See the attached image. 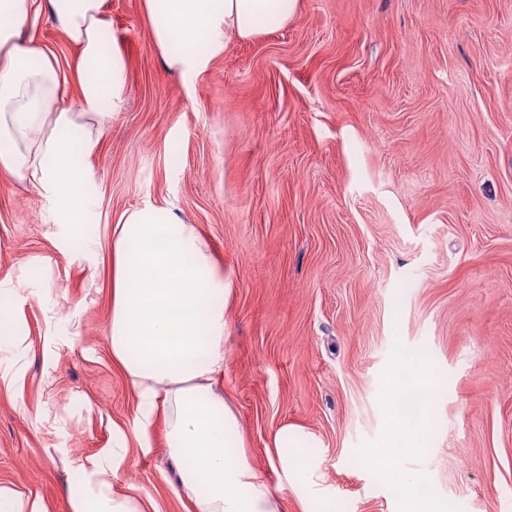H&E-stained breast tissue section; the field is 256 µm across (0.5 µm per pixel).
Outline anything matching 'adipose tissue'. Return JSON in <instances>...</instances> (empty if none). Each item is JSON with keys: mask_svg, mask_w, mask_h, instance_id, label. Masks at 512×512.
I'll return each mask as SVG.
<instances>
[{"mask_svg": "<svg viewBox=\"0 0 512 512\" xmlns=\"http://www.w3.org/2000/svg\"><path fill=\"white\" fill-rule=\"evenodd\" d=\"M150 37L168 69L195 79L246 39L288 23L298 0H142ZM49 14L77 50L63 71L49 49L24 33ZM127 65L112 37L105 0H0V171L41 196L66 239L76 241L89 276L101 244L92 233L86 170L103 130L129 96ZM112 360L138 400L133 434L148 447L163 425L178 472L173 490L192 512H283L249 460L237 413L224 398V308L230 290L197 225L173 208L146 204L112 227ZM399 438L370 449L402 497L403 512H447L422 473L394 464ZM128 458L125 440L63 491L67 512H145L115 492Z\"/></svg>", "mask_w": 512, "mask_h": 512, "instance_id": "obj_1", "label": "adipose tissue"}]
</instances>
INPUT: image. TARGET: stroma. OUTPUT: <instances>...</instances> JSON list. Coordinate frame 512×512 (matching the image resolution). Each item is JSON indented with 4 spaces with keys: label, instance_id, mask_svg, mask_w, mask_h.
I'll use <instances>...</instances> for the list:
<instances>
[{
    "label": "stroma",
    "instance_id": "obj_1",
    "mask_svg": "<svg viewBox=\"0 0 512 512\" xmlns=\"http://www.w3.org/2000/svg\"><path fill=\"white\" fill-rule=\"evenodd\" d=\"M106 9L131 94L83 162L95 282L43 198L0 173V280L28 336L22 358L0 352V371H24L22 401L0 394V484L65 512V483L131 429L106 250L124 211L156 203L224 267V396L284 512H400L366 451L391 434L388 383L421 366L426 446L401 469L450 512H512V0H299L190 82L165 71L141 0ZM35 256L41 296L22 269ZM283 424L303 430L315 484L271 467ZM128 448L116 490L188 512L163 426Z\"/></svg>",
    "mask_w": 512,
    "mask_h": 512
}]
</instances>
